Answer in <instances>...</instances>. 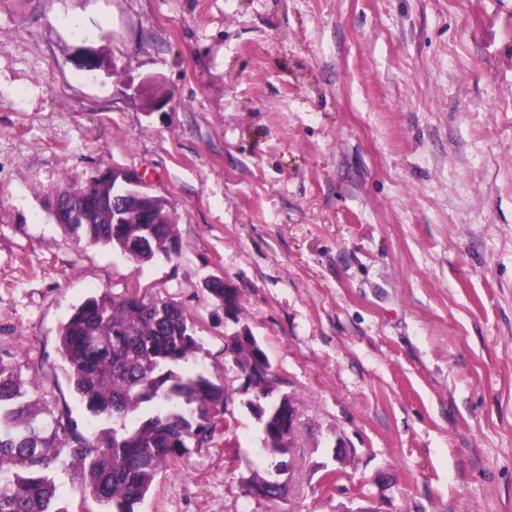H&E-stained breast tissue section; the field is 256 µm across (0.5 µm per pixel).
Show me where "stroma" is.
Instances as JSON below:
<instances>
[{"label": "stroma", "mask_w": 512, "mask_h": 512, "mask_svg": "<svg viewBox=\"0 0 512 512\" xmlns=\"http://www.w3.org/2000/svg\"><path fill=\"white\" fill-rule=\"evenodd\" d=\"M112 169L178 257L56 223ZM104 291L181 304L230 402L139 512H512V0H0V361L80 422L56 336ZM240 324L297 409L277 505L243 482ZM219 281V282H214ZM224 283L229 284L226 281L221 280L220 278H215L210 281L209 284V292L211 295L220 303V305L233 316V318L238 322V313L241 308L240 298L235 288H226Z\"/></svg>", "instance_id": "1"}]
</instances>
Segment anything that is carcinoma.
<instances>
[{
    "label": "carcinoma",
    "mask_w": 512,
    "mask_h": 512,
    "mask_svg": "<svg viewBox=\"0 0 512 512\" xmlns=\"http://www.w3.org/2000/svg\"><path fill=\"white\" fill-rule=\"evenodd\" d=\"M112 181L93 185L98 209L68 228L93 245L109 246L135 262L170 260L181 243L164 198L148 201L159 224H114ZM209 292L238 318L237 290L210 282ZM59 345L73 391L96 421L109 428L81 429L69 411L54 412L29 396L14 368L0 360V512H67L58 506L55 474L76 470L82 502L106 512H136L157 476L184 456L224 433L228 400L224 385L188 368L201 350L193 324L178 303L137 292H103L74 307L59 330ZM229 352L242 375L256 378L271 401L248 405L262 432L258 453L266 471L288 465L295 426L288 424L290 400L278 403L269 358L252 331L231 338ZM247 495L276 503L288 490L254 472Z\"/></svg>",
    "instance_id": "carcinoma-1"
}]
</instances>
